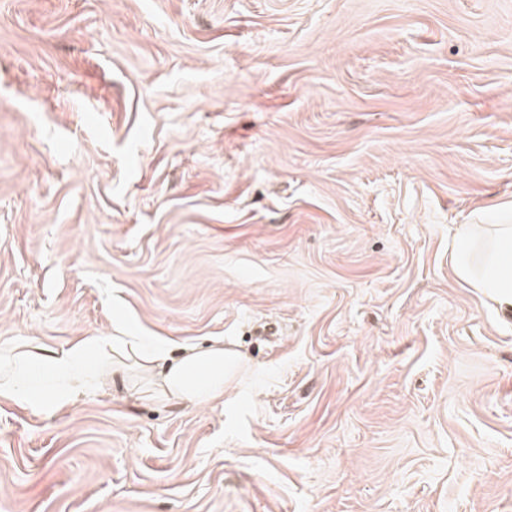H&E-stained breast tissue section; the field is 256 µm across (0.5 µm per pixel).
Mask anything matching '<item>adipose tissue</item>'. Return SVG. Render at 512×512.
I'll list each match as a JSON object with an SVG mask.
<instances>
[{"mask_svg":"<svg viewBox=\"0 0 512 512\" xmlns=\"http://www.w3.org/2000/svg\"><path fill=\"white\" fill-rule=\"evenodd\" d=\"M475 232L460 225L453 241L455 274L501 309L512 310V224L496 225L482 269L471 261ZM134 363L170 401L207 405L224 398V377L234 357L216 340L207 348H186L170 357L166 347L137 335L125 317H117L110 336L78 339L66 349L43 355L31 351L0 356V399L24 408L62 409L94 385L95 372H117Z\"/></svg>","mask_w":512,"mask_h":512,"instance_id":"obj_1","label":"adipose tissue"}]
</instances>
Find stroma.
I'll return each mask as SVG.
<instances>
[{"label":"stroma","mask_w":512,"mask_h":512,"mask_svg":"<svg viewBox=\"0 0 512 512\" xmlns=\"http://www.w3.org/2000/svg\"><path fill=\"white\" fill-rule=\"evenodd\" d=\"M512 0H0V352L224 341L0 400V512H512ZM485 266L476 273L471 261L475 236L470 224H462L453 241L455 274L473 288H483L502 310H512V224H492ZM113 330L115 335L79 338L67 349L49 351L50 355L18 352V348L0 354V399L56 412L91 390L93 364L99 374L113 373L123 371L125 360L131 359L168 401L208 405L224 400V377L234 356L224 349L223 339L205 349L186 348L178 358H171L166 347L138 336L125 317L116 318ZM43 375L61 379L62 390L49 396L37 391L36 379Z\"/></svg>","instance_id":"stroma-1"}]
</instances>
